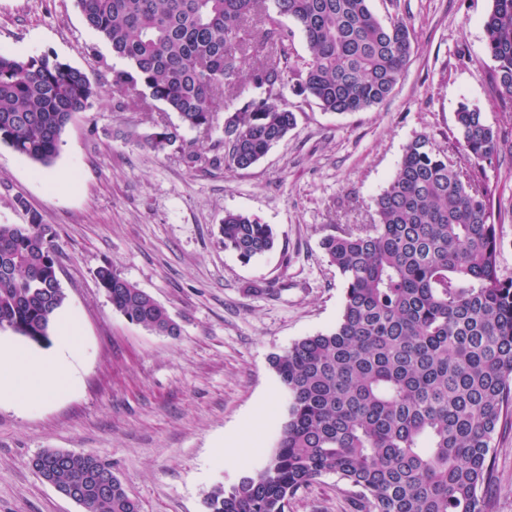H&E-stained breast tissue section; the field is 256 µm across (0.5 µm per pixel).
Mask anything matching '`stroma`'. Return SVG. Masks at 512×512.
I'll return each instance as SVG.
<instances>
[{"mask_svg":"<svg viewBox=\"0 0 512 512\" xmlns=\"http://www.w3.org/2000/svg\"><path fill=\"white\" fill-rule=\"evenodd\" d=\"M493 0H370L382 21L414 26V52L392 93L366 112L323 111L292 92L296 125L255 165L187 168L183 152L223 155L220 131L182 129L165 151L146 137L178 123L162 104L114 107L113 69L124 61L84 22L78 0H0V54H50L85 72L96 94L66 126L51 166L0 145V224H18L25 200L55 231L63 310L82 326L76 380L45 403L0 404V512H84L44 482L30 461L47 449L108 463L142 512H204L216 484L231 485L271 453L287 415L269 358L330 330L344 282L320 248L334 224H365L403 149L427 134L446 150L460 103L512 132L496 104L484 21ZM503 215L498 266L512 277V160L485 164ZM271 225L273 250L250 261L224 247L225 212ZM166 307L175 336L130 323L113 309L96 272L104 265ZM255 436L235 462L240 433ZM492 512H512V428L493 441ZM336 475L300 491L289 512H354Z\"/></svg>","mask_w":512,"mask_h":512,"instance_id":"1","label":"stroma"}]
</instances>
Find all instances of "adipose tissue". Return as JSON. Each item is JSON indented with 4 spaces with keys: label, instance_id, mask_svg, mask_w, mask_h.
Listing matches in <instances>:
<instances>
[{
    "label": "adipose tissue",
    "instance_id": "adipose-tissue-1",
    "mask_svg": "<svg viewBox=\"0 0 512 512\" xmlns=\"http://www.w3.org/2000/svg\"><path fill=\"white\" fill-rule=\"evenodd\" d=\"M57 346L46 352L0 338V402L17 407L48 400L74 376L72 359L81 343V327L70 315L56 316Z\"/></svg>",
    "mask_w": 512,
    "mask_h": 512
}]
</instances>
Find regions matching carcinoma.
I'll use <instances>...</instances> for the list:
<instances>
[{"mask_svg": "<svg viewBox=\"0 0 512 512\" xmlns=\"http://www.w3.org/2000/svg\"><path fill=\"white\" fill-rule=\"evenodd\" d=\"M86 25L126 63L112 70L120 109L159 102L181 126L163 123L146 139L163 151L180 127L216 129L224 87L259 25L274 57L249 69L255 93L224 119V165L247 169L295 125L283 89L325 112H366L393 91L413 53L414 28L380 21L369 0H79ZM309 56L290 52L294 31ZM496 62L500 107L512 109V0H493L484 22ZM95 88L56 57L0 54V143L50 166L74 114ZM452 148L425 134L408 143L367 224H334L320 246L345 280L331 330L305 336L270 358L286 392L288 418L262 467L226 489L214 486L206 512H288L290 500L334 474L356 489L359 512H490L482 488L495 482L492 440L512 421V278L498 272L501 212L477 174L512 155V142L468 103L455 112ZM25 223L0 224V328L49 342L66 296L57 281L52 229L19 198ZM224 248L249 261L271 251L269 224L227 212ZM112 308L157 334L178 325L151 295L111 265L96 272ZM48 483L86 486L85 512H142L117 476L98 493L96 457L48 450L33 465Z\"/></svg>", "mask_w": 512, "mask_h": 512, "instance_id": "1", "label": "carcinoma"}]
</instances>
